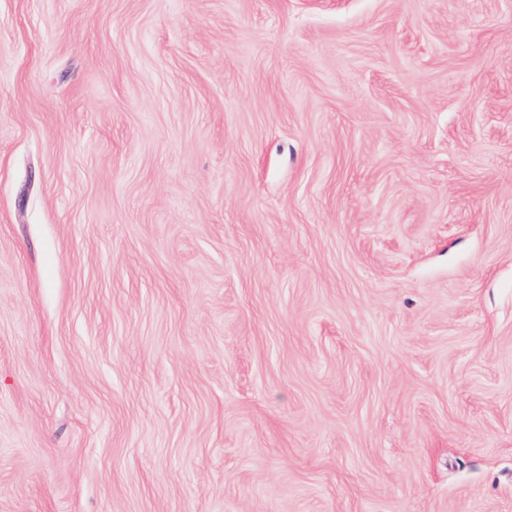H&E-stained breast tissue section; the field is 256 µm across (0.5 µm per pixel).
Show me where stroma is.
<instances>
[{
    "label": "stroma",
    "instance_id": "1",
    "mask_svg": "<svg viewBox=\"0 0 512 512\" xmlns=\"http://www.w3.org/2000/svg\"><path fill=\"white\" fill-rule=\"evenodd\" d=\"M0 512H512V0H0Z\"/></svg>",
    "mask_w": 512,
    "mask_h": 512
}]
</instances>
